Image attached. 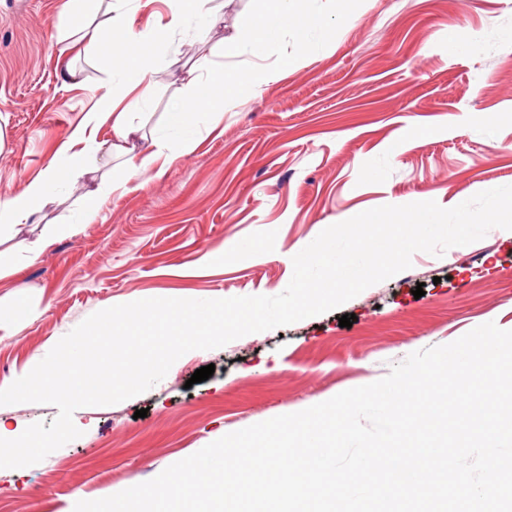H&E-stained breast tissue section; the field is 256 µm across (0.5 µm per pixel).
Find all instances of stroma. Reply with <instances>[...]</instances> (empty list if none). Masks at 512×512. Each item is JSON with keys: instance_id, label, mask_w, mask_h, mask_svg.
Listing matches in <instances>:
<instances>
[{"instance_id": "35a3bbf8", "label": "stroma", "mask_w": 512, "mask_h": 512, "mask_svg": "<svg viewBox=\"0 0 512 512\" xmlns=\"http://www.w3.org/2000/svg\"><path fill=\"white\" fill-rule=\"evenodd\" d=\"M61 3L0 0V199L50 164L68 167L61 147L86 112L126 90L125 59L109 48L130 35L153 48L141 83L149 134L182 100L197 61L279 76L219 123L200 118L197 147L162 176L104 163L126 190L106 196L79 234L0 277V298L14 300L18 318L14 335L0 331V384L97 311L148 298L275 296L293 256L330 225L425 193L451 208L512 185V0H355L343 19L335 0H296L324 23L306 49L285 32L235 60L225 59L224 39L262 0H218L210 29L196 17L169 27L167 0H112L98 43L72 61L73 79L59 65ZM91 187L86 176L54 185L41 223L16 225L8 247L21 250L43 225L77 223ZM218 249L224 262L207 275L174 276ZM348 313L351 328L340 327ZM490 321L512 330V232L501 228L439 257L415 252L409 269L341 308L190 351L134 398L76 409L79 438L38 464L0 469V512H73ZM209 364L213 375L191 383Z\"/></svg>"}]
</instances>
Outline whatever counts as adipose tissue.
Wrapping results in <instances>:
<instances>
[{"instance_id": "obj_1", "label": "adipose tissue", "mask_w": 512, "mask_h": 512, "mask_svg": "<svg viewBox=\"0 0 512 512\" xmlns=\"http://www.w3.org/2000/svg\"><path fill=\"white\" fill-rule=\"evenodd\" d=\"M264 12L254 17L245 35L226 39L224 55L236 58L246 54L258 55L265 45L283 29H290L300 46H307L309 34L318 27V20L294 10L292 0H265ZM103 0H65L62 14L65 20V36L70 41L69 49L81 52L96 45L97 30L91 29L89 20L97 14ZM205 78H193L194 91L191 97L177 104L166 118V131L151 139L145 154L135 155L129 142L136 132L134 113L114 111L113 100H106L92 108L84 124L72 137L78 144L73 152L68 171L92 174L98 169L99 157L123 159L131 171L151 169L160 163H168L180 155L192 152L197 146L196 128L199 116L222 117L224 112L238 105L240 99L260 83L276 79L277 74L267 70H246L224 74L212 69L210 63H202ZM112 121L111 139L101 141L96 137L98 126L104 119ZM64 171L51 165L38 177L32 179L23 192L0 200V244L11 228L36 220L45 206L50 187L61 181ZM123 181L102 183L97 191L86 194L81 208L80 224L94 223L100 212L102 200L110 193L125 189ZM80 224H56L48 233L41 235L28 249L23 259L0 247V277L13 273L19 263L32 264L39 260L44 249L55 238L78 233Z\"/></svg>"}]
</instances>
